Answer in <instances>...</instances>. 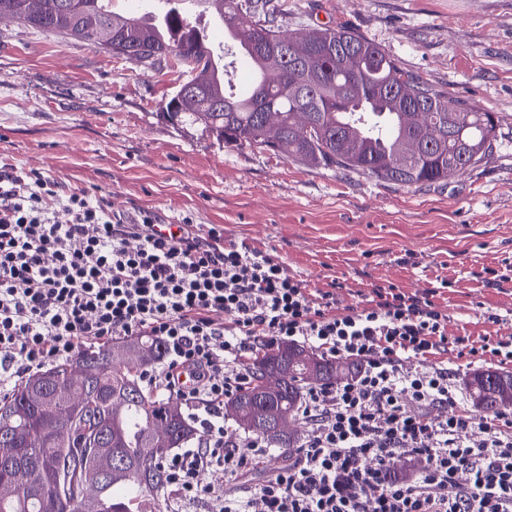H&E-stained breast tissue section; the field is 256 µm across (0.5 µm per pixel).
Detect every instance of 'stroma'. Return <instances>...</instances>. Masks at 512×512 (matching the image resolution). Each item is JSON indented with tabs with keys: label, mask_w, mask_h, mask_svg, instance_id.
I'll return each mask as SVG.
<instances>
[{
	"label": "stroma",
	"mask_w": 512,
	"mask_h": 512,
	"mask_svg": "<svg viewBox=\"0 0 512 512\" xmlns=\"http://www.w3.org/2000/svg\"><path fill=\"white\" fill-rule=\"evenodd\" d=\"M290 31L345 27L406 71L494 113L492 153L461 179L399 187L227 146L162 117L177 72L0 23V164L106 196L114 212L218 226L339 307L377 286L439 297L449 333H512V0H272ZM502 282L486 286L490 274ZM501 315L493 323L489 314Z\"/></svg>",
	"instance_id": "stroma-1"
}]
</instances>
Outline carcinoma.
Segmentation results:
<instances>
[{
    "instance_id": "carcinoma-1",
    "label": "carcinoma",
    "mask_w": 512,
    "mask_h": 512,
    "mask_svg": "<svg viewBox=\"0 0 512 512\" xmlns=\"http://www.w3.org/2000/svg\"><path fill=\"white\" fill-rule=\"evenodd\" d=\"M162 12H130L114 0H0V19L15 20L34 29L86 42L133 62L167 61L178 69L180 83L165 105L162 117L172 126H190L219 143L265 146L292 160L315 167L336 168L366 175L378 182L404 187L434 184L463 175L488 156L496 141L495 116L449 96L399 67L377 44L346 28L317 29L292 52L281 44L292 34L275 25L254 28L224 12V0H201L211 8L220 32L233 30L243 63L263 80L253 79L234 89L224 78L226 44L193 24L181 0H161ZM422 107L421 120L408 109ZM273 112L278 136H263V117ZM140 340L152 356L136 372L107 361V353L121 345L83 348L74 358L36 371L0 398V481L11 478L19 486L14 497L0 498V512H170L163 495L167 474L162 460L170 452L150 443V429L171 396L145 388L146 371L158 366L162 345L151 336ZM277 348H262L245 363L248 386L229 397L247 406L258 387L256 364L273 357ZM76 362L97 366L86 387L67 383L68 368ZM52 375L57 400L73 417L66 434L69 452L60 443L47 415L26 405V392ZM472 406L484 413L512 408V372L476 370L468 380ZM307 388L304 375L288 373L284 392L275 404L261 408L260 420L276 407L297 418ZM107 418V445L112 457L135 475L92 486L86 505L57 497V484L80 481L87 471L86 430L101 415ZM183 432L179 446L196 438L197 429L186 409L174 421ZM43 432L39 448L26 438ZM253 434L274 449L272 460L288 464L298 435ZM17 455L41 469V483L28 488L22 477L3 469V459Z\"/></svg>"
}]
</instances>
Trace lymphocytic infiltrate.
Segmentation results:
<instances>
[{"mask_svg":"<svg viewBox=\"0 0 512 512\" xmlns=\"http://www.w3.org/2000/svg\"><path fill=\"white\" fill-rule=\"evenodd\" d=\"M217 228L113 212L40 173L0 165V387L117 337L164 346L145 380L202 411L197 445L166 457L174 503L210 496V477L265 468L251 437L227 440L224 399L260 346L301 342L361 363L306 390L304 441L263 483L225 494L224 512H512V414L476 416L441 357L512 362V336L448 332L438 288L375 287L340 313L270 254L224 246ZM416 462L408 476L396 463Z\"/></svg>","mask_w":512,"mask_h":512,"instance_id":"obj_1","label":"lymphocytic infiltrate"}]
</instances>
